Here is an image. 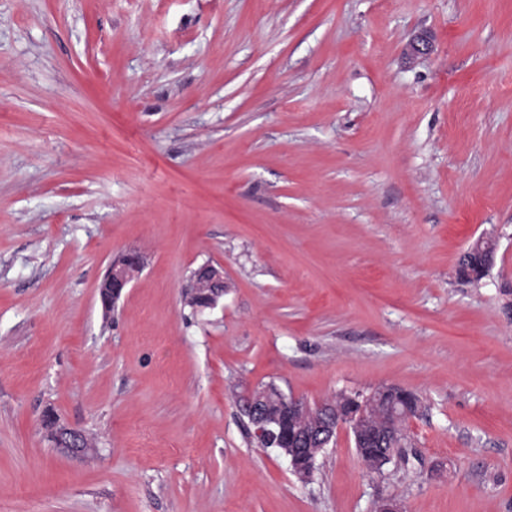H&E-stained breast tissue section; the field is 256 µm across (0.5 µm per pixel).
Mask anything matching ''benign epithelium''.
Listing matches in <instances>:
<instances>
[{
	"instance_id": "benign-epithelium-1",
	"label": "benign epithelium",
	"mask_w": 512,
	"mask_h": 512,
	"mask_svg": "<svg viewBox=\"0 0 512 512\" xmlns=\"http://www.w3.org/2000/svg\"><path fill=\"white\" fill-rule=\"evenodd\" d=\"M142 266L141 257L129 255L117 263L111 264L100 285L102 305L109 309L112 301L118 298L121 291L128 287L135 272ZM186 298L200 294L210 297L209 308L217 306L224 295V271L206 263L193 271L185 289ZM279 402L288 410L292 418L295 433L306 442L304 448H284L282 453L288 457L293 471L303 480L310 478L314 470L316 456L336 438V430L343 424L349 425L355 432L357 447L363 441L372 439L370 419H375L388 430L401 428L402 416L398 412L397 399L382 393H373L362 398L348 397L335 404L320 403L316 406L301 398L288 397L274 385L254 387L243 397L242 410L254 427L256 437L268 441L278 433L275 427L279 419L271 414L270 405ZM49 430L62 444L58 452L65 456L78 457L87 451L88 442L83 433L60 422L57 418L48 421ZM365 467L371 471L381 470L390 460L388 450L378 448L371 454L358 453Z\"/></svg>"
}]
</instances>
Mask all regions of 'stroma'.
I'll return each instance as SVG.
<instances>
[{
    "mask_svg": "<svg viewBox=\"0 0 512 512\" xmlns=\"http://www.w3.org/2000/svg\"><path fill=\"white\" fill-rule=\"evenodd\" d=\"M509 282L512 0H0V512H512ZM267 384L422 409L303 481L241 408ZM486 241H491L495 243L496 241L492 239L491 237L485 236L484 234L478 236L477 238L473 239L466 249L461 261H460V267H464L468 265L471 270L477 274L476 280L480 281L482 278H484L483 273V258H481L479 255H473V254H481L484 255L485 259L488 261L492 259V256L494 252H488L486 248H484V243ZM472 254V255H471ZM465 255H471L470 257L467 256V259H465ZM459 267V268H460ZM469 268H463L461 270V273L466 277H473L475 274H473ZM141 266L142 260L139 255H129L108 267L99 292L105 309L112 307V301L118 298L124 288L128 287L134 273L138 272ZM185 288L187 300L205 294L211 299L207 309L216 307L224 295L223 268L210 263L201 265L193 271ZM49 430L63 443L58 452L65 456L78 457L88 450V442L83 433L76 428L62 424L56 417L48 421Z\"/></svg>",
    "mask_w": 512,
    "mask_h": 512,
    "instance_id": "stroma-1",
    "label": "stroma"
}]
</instances>
